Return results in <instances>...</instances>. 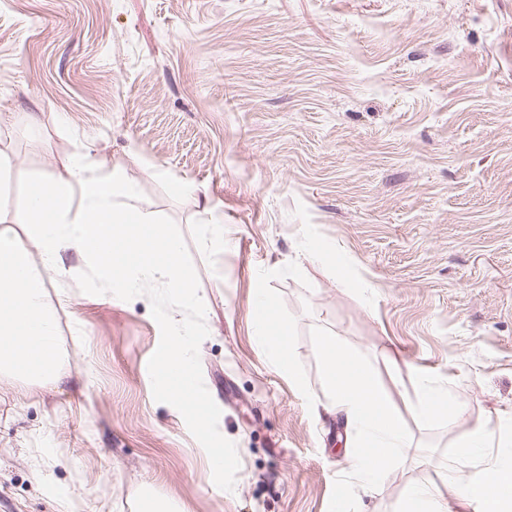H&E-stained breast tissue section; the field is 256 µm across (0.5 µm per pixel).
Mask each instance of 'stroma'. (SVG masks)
I'll return each mask as SVG.
<instances>
[{
    "mask_svg": "<svg viewBox=\"0 0 512 512\" xmlns=\"http://www.w3.org/2000/svg\"><path fill=\"white\" fill-rule=\"evenodd\" d=\"M0 152L7 224L74 156L123 169L196 298L112 299L65 254L46 297L63 371L92 382L0 376V512H328L352 435L254 336L258 270L293 261L304 281L272 286L310 389L320 326L369 357L411 435L359 512H402L423 482L471 512L428 462L478 424L512 437V0H0ZM312 240L331 263L302 262ZM174 317L195 326L206 438L154 383ZM422 375L465 413L414 415Z\"/></svg>",
    "mask_w": 512,
    "mask_h": 512,
    "instance_id": "1",
    "label": "stroma"
}]
</instances>
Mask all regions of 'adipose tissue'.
<instances>
[{
  "mask_svg": "<svg viewBox=\"0 0 512 512\" xmlns=\"http://www.w3.org/2000/svg\"><path fill=\"white\" fill-rule=\"evenodd\" d=\"M0 226V374L38 384L65 378L60 364L56 310L45 295L44 277L64 271L63 256L80 254L115 297L157 282L180 300H192V277L182 243L143 211L123 170L91 171L76 157L65 177L39 182L16 217ZM414 413L432 420L455 418L465 402L452 388L420 377ZM495 432L470 429L445 460L448 479L472 512H512V464L484 462Z\"/></svg>",
  "mask_w": 512,
  "mask_h": 512,
  "instance_id": "obj_1",
  "label": "adipose tissue"
}]
</instances>
